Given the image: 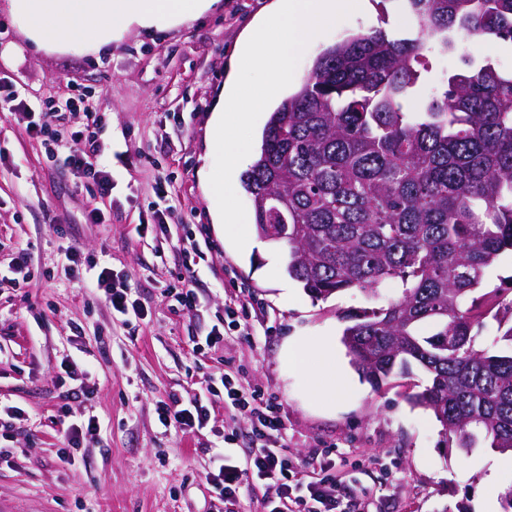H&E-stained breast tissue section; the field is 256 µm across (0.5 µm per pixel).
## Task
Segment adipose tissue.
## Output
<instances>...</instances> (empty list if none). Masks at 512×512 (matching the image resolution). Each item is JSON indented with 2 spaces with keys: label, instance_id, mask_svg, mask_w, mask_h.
<instances>
[{
  "label": "adipose tissue",
  "instance_id": "adipose-tissue-1",
  "mask_svg": "<svg viewBox=\"0 0 512 512\" xmlns=\"http://www.w3.org/2000/svg\"><path fill=\"white\" fill-rule=\"evenodd\" d=\"M218 0H10L25 36L39 48L65 52L75 48L102 52L126 33L163 30L209 12ZM332 337L313 343L288 339L286 363L304 369L313 394L348 396L346 378L332 361Z\"/></svg>",
  "mask_w": 512,
  "mask_h": 512
}]
</instances>
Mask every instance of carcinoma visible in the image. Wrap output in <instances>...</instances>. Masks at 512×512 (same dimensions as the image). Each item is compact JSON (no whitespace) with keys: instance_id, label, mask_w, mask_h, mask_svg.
I'll return each mask as SVG.
<instances>
[{"instance_id":"cac0c4a2","label":"carcinoma","mask_w":512,"mask_h":512,"mask_svg":"<svg viewBox=\"0 0 512 512\" xmlns=\"http://www.w3.org/2000/svg\"><path fill=\"white\" fill-rule=\"evenodd\" d=\"M417 37L358 32L315 60L271 113L243 184L254 226L288 249L286 271L315 301L391 282L401 294L345 316L342 342L376 389L417 365L407 398L467 454L512 451V319L476 348L472 294L512 252V67L464 55L422 108L424 51L461 37L512 43V0H406Z\"/></svg>"}]
</instances>
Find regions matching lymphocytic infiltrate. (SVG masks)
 <instances>
[{"instance_id": "lymphocytic-infiltrate-1", "label": "lymphocytic infiltrate", "mask_w": 512, "mask_h": 512, "mask_svg": "<svg viewBox=\"0 0 512 512\" xmlns=\"http://www.w3.org/2000/svg\"><path fill=\"white\" fill-rule=\"evenodd\" d=\"M48 113L32 112L30 133L41 138L48 159L59 169H68L90 180L100 199L112 196V159L105 156L97 145L90 128H83L62 137L52 131ZM90 285L101 292L105 302L124 317H142L143 307L131 301L129 290L116 284L111 268L94 272ZM205 395L189 401L170 397L158 408L163 427L175 428L191 434L207 424L210 409L223 403L225 409L245 412L254 420L253 446L246 457H221L217 471L209 473L208 483L218 499L235 504L241 486L260 481L273 487L277 501L271 512H301L309 505L310 512H336V480L330 474L311 477L293 468L282 444L285 422L272 398L264 397L260 390L245 389L231 376L207 380Z\"/></svg>"}]
</instances>
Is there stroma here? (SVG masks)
Segmentation results:
<instances>
[{"instance_id":"stroma-1","label":"stroma","mask_w":512,"mask_h":512,"mask_svg":"<svg viewBox=\"0 0 512 512\" xmlns=\"http://www.w3.org/2000/svg\"><path fill=\"white\" fill-rule=\"evenodd\" d=\"M269 2L220 0L176 29L130 32L100 58L38 49L0 0V79L32 103L83 92L89 113L62 114L58 125L76 130L96 117L97 139L112 154L105 221L86 223L90 184L52 169L25 110L0 108V262L19 247L31 253L25 280L0 289V404L20 409L8 420L13 456L0 462V503L14 512H215L203 446L224 429L223 404L192 434L164 429L157 408L173 394L194 398L206 379L227 373L276 397L289 457L302 470L326 464L341 512H480L483 499L502 502L512 488L498 452H460L429 410L409 402L408 392L427 383L421 372L376 390L352 366L339 339L345 315L368 306L363 292L315 301L299 287L284 304L286 248L261 239L251 252L237 251L212 223L216 199L200 177L215 160L206 121L240 35ZM379 28L417 35L401 0H372L305 49L292 88L326 47ZM164 197L176 208L166 234L139 235ZM201 232L213 249L196 268L200 304L189 314L170 291L187 275L180 245ZM70 248L126 277L144 317L122 321L82 279L66 276ZM270 264L276 276L265 275ZM231 293L246 309L244 328L194 353L223 322ZM249 329L256 339L246 337ZM326 335L337 339L336 363L351 382L345 401L311 397L304 372L282 360L287 337ZM70 361L82 366V379L66 378ZM63 405L70 419L59 418ZM91 415L99 434L63 463L69 422Z\"/></svg>"}]
</instances>
